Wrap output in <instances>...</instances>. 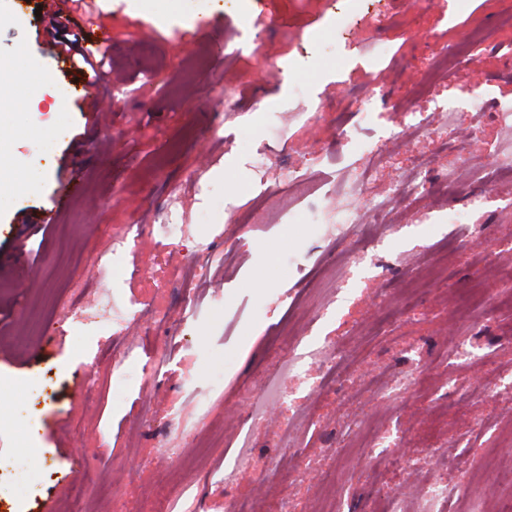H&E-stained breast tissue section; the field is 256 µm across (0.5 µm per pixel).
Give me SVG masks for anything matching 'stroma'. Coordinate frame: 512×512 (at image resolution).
<instances>
[{"mask_svg":"<svg viewBox=\"0 0 512 512\" xmlns=\"http://www.w3.org/2000/svg\"><path fill=\"white\" fill-rule=\"evenodd\" d=\"M45 3L0 0V72L17 98L9 121L38 123L0 152L17 182L0 202V411L13 417L0 426V457L16 467L0 512H67L76 454L104 479L88 492L90 512H227L256 494L313 512L329 467L345 512H388L393 485L406 489L405 512H499L512 497L499 480L512 469V169L498 162L512 143L498 120L512 106V28L500 25L512 0H100L111 72L95 117L72 102L54 111L60 86L87 79L50 55V18L36 12ZM218 16L221 59L195 26ZM474 29L491 41L406 105L434 58ZM370 88L383 104L361 124ZM444 109L475 128L476 145L439 146L414 130ZM337 138L343 150L325 164L314 144ZM369 144L388 161L348 199L354 223H331L325 195L365 168ZM263 153L300 181L271 223L245 224L278 177L255 167ZM451 172L452 194L405 192ZM173 183L177 233L164 220ZM372 199L385 209L367 235ZM452 210L474 244L458 241ZM131 224L143 227L135 248L99 263ZM189 251L199 270L188 296L177 264ZM477 281L487 309L456 318L453 295ZM34 302L55 312L38 335ZM78 307L110 313L78 321ZM152 310L165 321L147 325ZM288 322L299 338L284 376L271 338ZM461 337L472 343L463 356L451 351ZM340 351L350 371L319 376ZM77 368L96 403L80 397ZM271 382L286 400L249 419ZM365 418L386 436L377 461L337 446L342 420ZM411 448L415 463L394 466ZM431 483L447 497L423 496Z\"/></svg>","mask_w":512,"mask_h":512,"instance_id":"1","label":"stroma"}]
</instances>
